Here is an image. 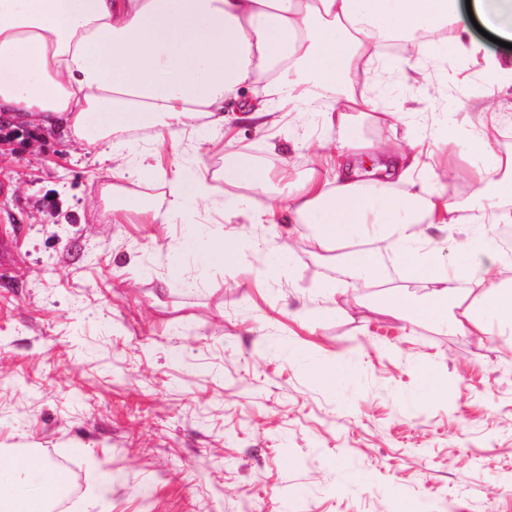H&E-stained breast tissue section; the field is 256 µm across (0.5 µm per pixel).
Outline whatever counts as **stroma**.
Segmentation results:
<instances>
[{"instance_id": "35a3bbf8", "label": "stroma", "mask_w": 512, "mask_h": 512, "mask_svg": "<svg viewBox=\"0 0 512 512\" xmlns=\"http://www.w3.org/2000/svg\"><path fill=\"white\" fill-rule=\"evenodd\" d=\"M368 88L412 116L327 129L299 103L264 129L224 105V132H131L135 156L107 163L40 129L0 123V458L33 449L66 460L69 512H512V333L477 338L379 306L419 299L396 255L379 287L327 295L333 268L291 224L225 223L202 207L172 224H110L100 205L112 169L130 165L129 198L165 209L177 168L196 167L216 197L240 193L224 161L288 165L304 177L324 142L405 136L434 142L463 113H504L492 141L512 155V79H488L451 55ZM455 164L446 190L471 198L484 156ZM259 242L230 272L198 257L221 239ZM333 359L355 371L335 389L315 378ZM450 382L429 400L428 382Z\"/></svg>"}]
</instances>
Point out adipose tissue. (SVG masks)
Masks as SVG:
<instances>
[{"label": "adipose tissue", "mask_w": 512, "mask_h": 512, "mask_svg": "<svg viewBox=\"0 0 512 512\" xmlns=\"http://www.w3.org/2000/svg\"><path fill=\"white\" fill-rule=\"evenodd\" d=\"M512 39V0H0V112L54 131L99 161L111 160L129 129L179 134L196 121L224 127V102L260 86L243 107L267 125L278 107L313 105L340 94L326 114L331 126L387 114L357 91L358 72L375 70L382 43L404 40L416 60L463 52L497 75L500 61L482 53L471 17ZM494 112L464 113L440 136L450 151L481 153L477 195L494 221L512 223V157L492 153ZM378 153L384 178L360 180L348 154ZM417 143L351 139L324 151L295 185L287 208L255 207L228 196L224 216L250 223L307 224L318 249L335 253L346 287H373L381 251L397 254L430 286L420 301L383 298L406 321L429 319L455 332L487 335L489 321L512 328V257L483 246V215L438 190L439 175L421 168ZM213 200L201 172L181 169L169 183L165 210L131 204L113 223L171 224L190 204ZM455 228L458 239H443ZM459 261L441 262L443 250ZM66 484L38 454L0 463V512H48Z\"/></svg>", "instance_id": "adipose-tissue-1"}]
</instances>
